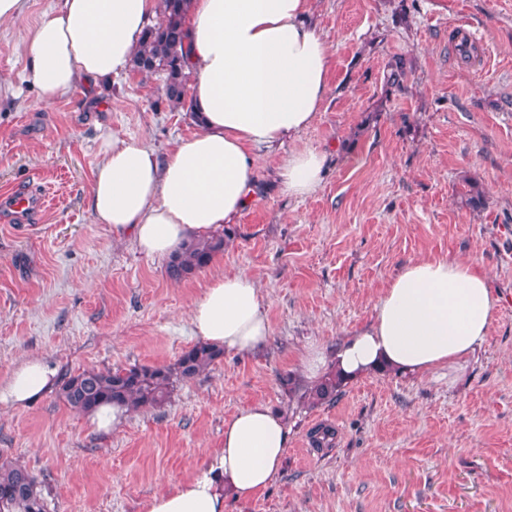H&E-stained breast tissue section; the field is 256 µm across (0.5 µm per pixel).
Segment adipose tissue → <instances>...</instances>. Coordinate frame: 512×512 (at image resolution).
<instances>
[{
  "label": "adipose tissue",
  "mask_w": 512,
  "mask_h": 512,
  "mask_svg": "<svg viewBox=\"0 0 512 512\" xmlns=\"http://www.w3.org/2000/svg\"><path fill=\"white\" fill-rule=\"evenodd\" d=\"M309 2L189 0L185 61L200 129L163 153L132 139H103L87 199L97 223L158 258L236 223L258 194L254 148L298 138L329 91V46L308 20ZM158 9L159 0H59L24 43L29 78L51 99L80 85L97 90L129 67ZM327 161L319 150L290 153L277 169L284 192H315ZM498 302L475 262L410 261L379 297L372 323L333 359L308 352L305 376L317 382L329 367L348 379L459 367L484 341ZM189 318L200 343L228 352L255 351L270 334L262 289L247 272L213 276ZM55 383L46 360L27 358L0 387V402L27 406ZM287 452L282 414L255 402L225 421L224 442L207 466L154 494L145 512H224L225 492L257 496Z\"/></svg>",
  "instance_id": "ef3b65f1"
}]
</instances>
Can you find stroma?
<instances>
[{"instance_id": "35a3bbf8", "label": "stroma", "mask_w": 512, "mask_h": 512, "mask_svg": "<svg viewBox=\"0 0 512 512\" xmlns=\"http://www.w3.org/2000/svg\"><path fill=\"white\" fill-rule=\"evenodd\" d=\"M56 0H27L0 24V385L41 357L59 377L171 364L196 344L189 309L211 277L260 282L271 334L177 383L158 411H128L112 433L51 392L26 408L0 403V455L44 479L49 512H144L153 494L196 473L224 422L256 401L285 415L288 453L272 484L224 512H512V0H311L331 53L329 95L294 141L258 150V201L223 254L174 281L167 263L116 239L86 206L100 135L165 151L197 126L169 104L163 77L129 70L88 108L85 88L45 101L24 81L23 41ZM462 32L482 53L455 54ZM403 59L400 83L390 64ZM331 155L320 187L282 194L288 153ZM24 190L39 205L8 209ZM484 204L466 205L470 192ZM467 259L499 296L468 364L425 376L374 373L335 401L298 407L281 380L374 319L409 261ZM336 430L331 448L311 431Z\"/></svg>"}]
</instances>
